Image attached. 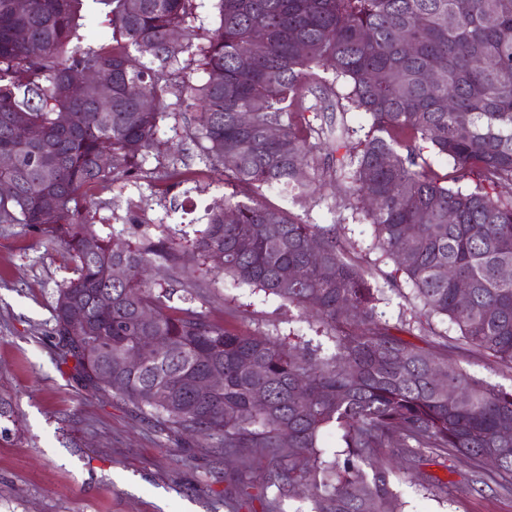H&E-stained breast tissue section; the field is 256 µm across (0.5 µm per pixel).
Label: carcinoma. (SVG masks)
<instances>
[{
    "label": "carcinoma",
    "instance_id": "obj_1",
    "mask_svg": "<svg viewBox=\"0 0 512 512\" xmlns=\"http://www.w3.org/2000/svg\"><path fill=\"white\" fill-rule=\"evenodd\" d=\"M85 0H0V153L14 166L0 180V224H24L49 245L64 246L72 277L56 290L54 334L86 387L112 368L113 397L177 431L217 439L227 454L260 449L265 481L281 497L309 477L314 512H402L393 471L379 460L440 451L512 492V391L484 384L439 350L416 345L375 318L382 289L368 266L350 256L340 225L307 224L282 210L232 195L213 210L192 252L224 254L222 271L264 291L329 330L336 351L288 346L272 336L230 331L194 309L166 304L173 289L156 287L153 270L195 286L176 249L145 228L133 245L102 235L84 213L81 191L105 188L140 169L157 140L169 93L166 73L192 54L186 27L193 0H93L112 24V42L88 43ZM218 0L220 24L198 48L199 67L224 85L185 83L206 155L236 188L277 186L302 193L324 177L345 183L353 209L374 228L376 248L394 264L391 280L411 285L425 313L446 318L470 351L512 368V199L496 187L512 181V0ZM182 40H170L173 31ZM23 31L27 40L18 41ZM414 42L408 53L403 35ZM324 61L334 79L318 89L338 112L366 114L364 141L336 165L318 164L320 144L285 120L303 108L298 93ZM441 79L429 83L424 71ZM95 69L106 97L68 92L72 70ZM252 114L245 126L240 117ZM29 126L43 139L27 140ZM278 127L274 139L265 129ZM453 161L448 181L417 168L416 142ZM112 154V167L99 165ZM468 180L471 186L457 185ZM233 210L237 222H224ZM416 226L411 240L406 225ZM321 246L311 260L309 240ZM471 288L461 306L455 281ZM111 306L101 309L98 300ZM85 310L75 322L68 304ZM142 336L167 341L134 376L111 360ZM218 369L224 390L199 398L197 380ZM448 379L435 385L434 373ZM460 400L450 399V392ZM263 397L262 403L256 397ZM340 433L343 450L326 459L323 432ZM292 445L281 447L282 434ZM496 466L485 471L483 459Z\"/></svg>",
    "mask_w": 512,
    "mask_h": 512
}]
</instances>
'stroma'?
<instances>
[{"instance_id": "35a3bbf8", "label": "stroma", "mask_w": 512, "mask_h": 512, "mask_svg": "<svg viewBox=\"0 0 512 512\" xmlns=\"http://www.w3.org/2000/svg\"><path fill=\"white\" fill-rule=\"evenodd\" d=\"M166 103L158 148L134 177L90 190V215L102 233L135 241L148 224L186 247L204 229L207 209L222 206L233 188L204 156L195 112L178 87ZM175 167L187 180L174 187L166 174ZM255 199L311 224L340 225L351 256L372 264L383 289L381 321L409 324L412 342L421 346L436 333L456 338L448 322L421 313L408 285L388 284L392 264L380 259L371 224L338 186L304 195L263 188ZM183 261L203 291H176L171 307L196 309L231 330L334 351L326 329L298 309L225 278L215 261L186 251ZM71 268L63 247H47L24 225H0V398L15 420L9 436L0 437V512H313L308 481L292 497H279L276 488L262 487L267 462L255 455L246 464L255 486L249 496L239 495L235 479L245 464L225 454L219 441L176 432L75 379L53 337L56 289ZM448 356L469 375L512 391L511 369L462 347L449 348ZM392 489L403 512H512V493L473 490L468 468L440 453L401 461Z\"/></svg>"}]
</instances>
